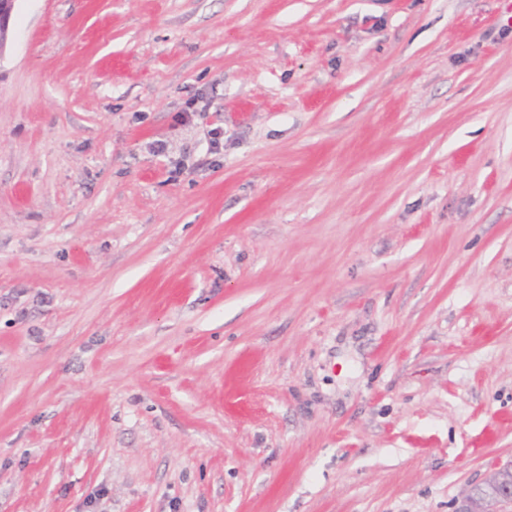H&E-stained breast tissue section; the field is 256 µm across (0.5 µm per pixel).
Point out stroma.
<instances>
[{
  "mask_svg": "<svg viewBox=\"0 0 512 512\" xmlns=\"http://www.w3.org/2000/svg\"><path fill=\"white\" fill-rule=\"evenodd\" d=\"M512 460V0H17L0 512H455Z\"/></svg>",
  "mask_w": 512,
  "mask_h": 512,
  "instance_id": "obj_1",
  "label": "stroma"
}]
</instances>
